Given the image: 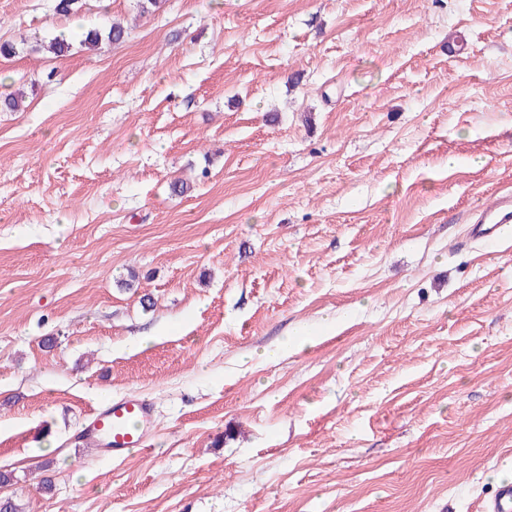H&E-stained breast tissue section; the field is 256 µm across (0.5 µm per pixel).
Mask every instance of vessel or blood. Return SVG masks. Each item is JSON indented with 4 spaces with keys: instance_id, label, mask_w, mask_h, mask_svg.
<instances>
[{
    "instance_id": "1",
    "label": "vessel or blood",
    "mask_w": 512,
    "mask_h": 512,
    "mask_svg": "<svg viewBox=\"0 0 512 512\" xmlns=\"http://www.w3.org/2000/svg\"><path fill=\"white\" fill-rule=\"evenodd\" d=\"M512 224V194L502 193L485 207L479 208L470 228L473 239L490 242L501 235L504 226ZM155 429L151 402L131 393L112 401L97 411L84 425L82 441L99 453L118 459L128 449L144 447Z\"/></svg>"
}]
</instances>
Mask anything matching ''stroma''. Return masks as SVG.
I'll return each mask as SVG.
<instances>
[{"instance_id": "stroma-1", "label": "stroma", "mask_w": 512, "mask_h": 512, "mask_svg": "<svg viewBox=\"0 0 512 512\" xmlns=\"http://www.w3.org/2000/svg\"><path fill=\"white\" fill-rule=\"evenodd\" d=\"M115 21L124 42L81 45ZM3 42L0 499L486 512L512 473V226L468 228L512 191V0H0ZM130 392L147 448L78 447Z\"/></svg>"}]
</instances>
